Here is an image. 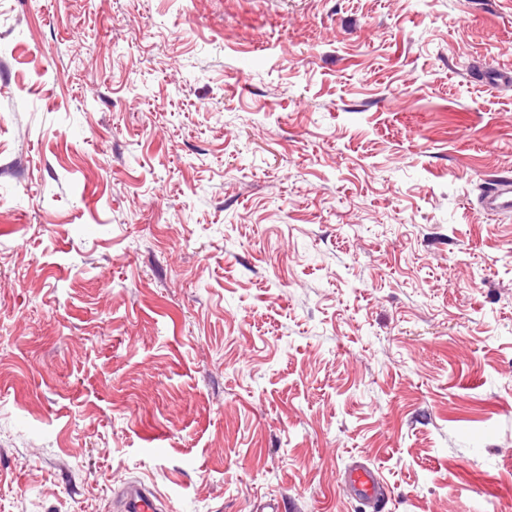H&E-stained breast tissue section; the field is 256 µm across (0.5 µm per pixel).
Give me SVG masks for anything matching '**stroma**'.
<instances>
[{"label":"stroma","mask_w":512,"mask_h":512,"mask_svg":"<svg viewBox=\"0 0 512 512\" xmlns=\"http://www.w3.org/2000/svg\"><path fill=\"white\" fill-rule=\"evenodd\" d=\"M512 0H0V512H512ZM481 207L488 213H511L512 209V183L503 180L495 188L486 192L481 198ZM345 494L373 510L388 500L389 486L380 478L378 470L365 462L355 461L343 481ZM123 507L125 512H156L160 510L156 502L157 495L142 486H128L123 490Z\"/></svg>","instance_id":"obj_1"}]
</instances>
